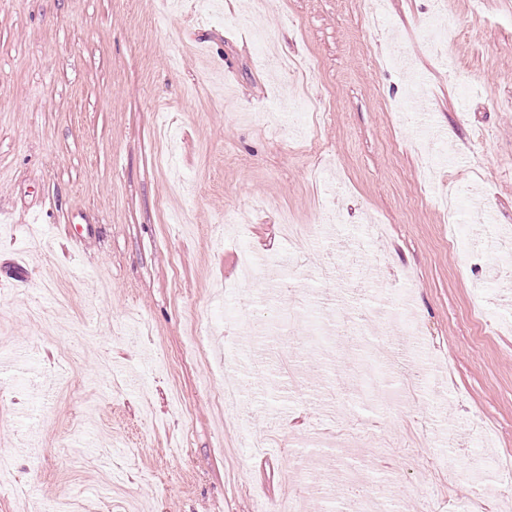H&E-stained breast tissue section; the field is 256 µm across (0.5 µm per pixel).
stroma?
I'll list each match as a JSON object with an SVG mask.
<instances>
[{"instance_id":"obj_1","label":"stroma","mask_w":512,"mask_h":512,"mask_svg":"<svg viewBox=\"0 0 512 512\" xmlns=\"http://www.w3.org/2000/svg\"><path fill=\"white\" fill-rule=\"evenodd\" d=\"M214 3L0 0V512L26 492L79 512H326L288 455L321 408L277 369L306 327L243 330L266 316L269 273L240 285L239 259L293 251L283 208L329 241L307 248L301 288L330 248L386 272L365 288L370 342L336 356L349 468L402 485L403 512L435 492L469 504L512 458V264L468 260L512 227V0H450L443 48L425 33L437 0ZM256 29L312 72L262 64ZM270 125L314 134L323 157ZM426 163L459 198L455 243ZM372 221L387 234L366 246ZM380 289L423 328L408 356L424 380L375 425L359 368L391 364L379 343L399 331L375 318ZM476 309L497 334L479 337ZM228 376L248 382L233 445L208 392Z\"/></svg>"}]
</instances>
